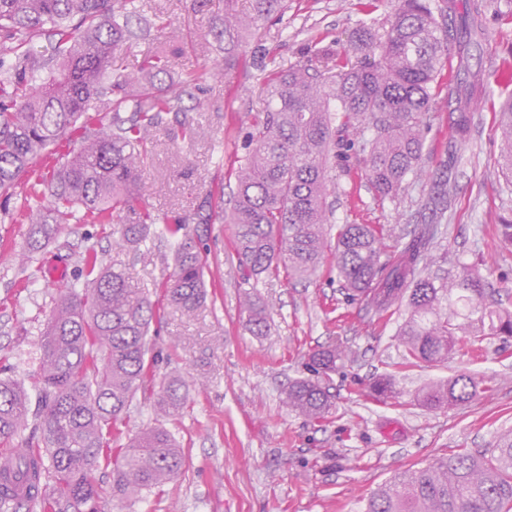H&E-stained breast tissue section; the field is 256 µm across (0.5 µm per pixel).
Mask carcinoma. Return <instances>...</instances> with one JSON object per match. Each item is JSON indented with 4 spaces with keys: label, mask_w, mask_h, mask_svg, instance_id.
Masks as SVG:
<instances>
[{
    "label": "carcinoma",
    "mask_w": 512,
    "mask_h": 512,
    "mask_svg": "<svg viewBox=\"0 0 512 512\" xmlns=\"http://www.w3.org/2000/svg\"><path fill=\"white\" fill-rule=\"evenodd\" d=\"M224 8V63L243 57L241 33L286 9L285 0H253L254 13ZM484 0H397L388 30L357 34L372 56L329 64V48L311 43L304 60L265 82L268 108L248 135L235 171L227 215L234 246L249 277L283 266L300 279L315 275L328 246L349 298L377 313L402 303L398 331L408 360H447L469 337L504 344L512 339V310L489 301L487 282L462 266L454 276L430 269L448 184L430 198L410 239L387 246L369 224H343L328 239L329 160L358 157L375 192L393 198L422 170L424 115L432 84L453 50L456 73L444 101L456 138L468 145L473 103L484 91V73L472 63L485 41ZM161 17H149L135 0H0V196L16 198L30 224L18 265L26 270L66 225L110 224L141 195L147 145L173 111L163 87L177 51ZM154 33L157 44L138 75L112 74L115 53ZM48 34L54 56L27 50ZM319 61L322 68L312 65ZM501 173L512 177V97L501 106ZM372 131L358 144L350 131ZM50 203L45 205V198ZM155 237L175 240L172 272L163 300L185 315L204 303V248L180 216L144 210L133 224L112 231L118 247L141 250ZM245 325L254 336L270 331L258 299L245 296ZM157 304L149 290L116 271L94 251L78 256L72 279L59 285L38 343V407L28 392L0 379V445L32 427L31 441L0 454V512H101L94 475L112 476V497L123 502L159 488L181 473L184 460L174 436L150 427L121 448L112 447L116 423L136 394L153 401L163 417L186 407L180 376L156 378L160 352H151ZM348 350L329 344L309 355L311 378L288 383L285 401L296 414L320 421L333 407L330 374ZM370 395L396 397L390 374L373 378ZM490 389L488 381L458 375L421 390L427 408L466 403ZM363 512H512V434L490 448H460L428 466L407 471L380 487Z\"/></svg>",
    "instance_id": "cac0c4a2"
}]
</instances>
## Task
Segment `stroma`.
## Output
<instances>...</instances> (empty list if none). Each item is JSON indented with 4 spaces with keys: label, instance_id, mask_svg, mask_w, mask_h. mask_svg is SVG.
<instances>
[{
    "label": "stroma",
    "instance_id": "stroma-1",
    "mask_svg": "<svg viewBox=\"0 0 512 512\" xmlns=\"http://www.w3.org/2000/svg\"><path fill=\"white\" fill-rule=\"evenodd\" d=\"M141 11H161L179 35L176 73H195L197 83L174 103L169 121L186 117L202 134L185 141L159 132L149 146L145 189L118 221L129 224L147 207L159 216L193 217L204 202L232 193L231 175L246 153L244 142L264 118V72L246 65L225 70L214 50L225 0H137ZM488 38L481 53L486 91L473 108L470 142L461 156L449 152L454 133L441 102L453 74L448 59L433 86L426 115L425 173L398 196L380 200L362 166L335 167L328 180L332 225L370 224L391 237L409 233L421 206L442 174L452 200L441 224L436 251L446 267L477 271L494 288L503 307L512 309V240L503 237L502 218L512 219V182L498 173L499 107L512 95V0H486ZM282 14L263 23L260 40H246L243 54L262 43L271 61L286 66L300 58L304 42L315 36L334 39L341 56L357 52V32L383 33L394 11L392 0H286ZM24 220L0 223V377L33 385L38 371L36 343L45 315L57 296L56 265L72 267L89 250L129 273L147 288L161 287L170 273L167 239L154 240L136 255L111 246V226L68 225L39 257L36 282L14 261L27 242ZM208 299L193 316L165 308L154 340L170 347L158 377L180 375L190 384L189 406L176 417H157L152 406L135 399L117 424L119 436L161 425L178 439L185 459L179 476L135 502L112 497L109 477L98 476L102 512H362L367 498L397 474L424 467L459 448H486L512 433V347L472 337L448 361L400 367L396 340L404 308L378 314L365 303L348 301L332 258L317 275L300 281L285 269L246 278L233 244V227L209 225ZM251 293L270 314L269 335L255 337L245 328L239 300ZM336 341L350 355L333 375L335 407L314 422L292 412L283 391L307 376L309 354ZM395 373L400 398L373 400V376ZM475 374L491 382L490 391L471 401L440 409L418 404L414 394L427 384Z\"/></svg>",
    "mask_w": 512,
    "mask_h": 512
}]
</instances>
